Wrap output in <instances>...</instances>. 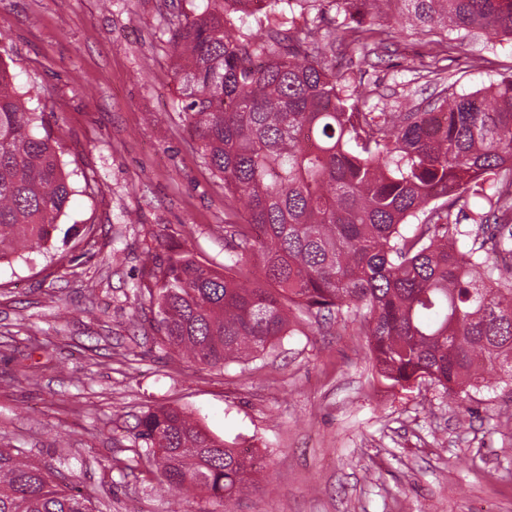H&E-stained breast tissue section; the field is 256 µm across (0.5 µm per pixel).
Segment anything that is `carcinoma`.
Returning <instances> with one entry per match:
<instances>
[{
  "mask_svg": "<svg viewBox=\"0 0 512 512\" xmlns=\"http://www.w3.org/2000/svg\"><path fill=\"white\" fill-rule=\"evenodd\" d=\"M207 0L170 39L184 128L224 188V271L174 245L151 261L159 346L221 369L302 321L354 316L377 374L459 397L512 381V78L460 95L367 106L336 56L367 54L409 22L430 69L448 35L512 39V0ZM315 16L296 26L295 8ZM334 17H329L330 12ZM342 21H337V18ZM0 57V263L56 250L74 195L62 146ZM486 207L465 212L469 193ZM474 226L460 230L463 221ZM139 459L218 504L254 486V458L180 407L143 412ZM0 512H94L17 448H0Z\"/></svg>",
  "mask_w": 512,
  "mask_h": 512,
  "instance_id": "obj_1",
  "label": "carcinoma"
}]
</instances>
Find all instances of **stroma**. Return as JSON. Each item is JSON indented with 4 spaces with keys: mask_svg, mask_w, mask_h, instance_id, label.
<instances>
[{
    "mask_svg": "<svg viewBox=\"0 0 512 512\" xmlns=\"http://www.w3.org/2000/svg\"><path fill=\"white\" fill-rule=\"evenodd\" d=\"M169 17L165 0H0V55L17 87L48 89L46 127L92 184L60 219L64 268L37 252L0 264V448L61 471L96 512H224L136 459V416L176 405L260 457L233 512H512V384L463 399L390 387L347 316L245 366L158 349L133 290L144 245L224 262V190L179 115ZM423 42L396 28L352 85L371 105L420 98ZM440 66L435 83L475 92L512 74V40L455 46Z\"/></svg>",
    "mask_w": 512,
    "mask_h": 512,
    "instance_id": "1",
    "label": "stroma"
}]
</instances>
